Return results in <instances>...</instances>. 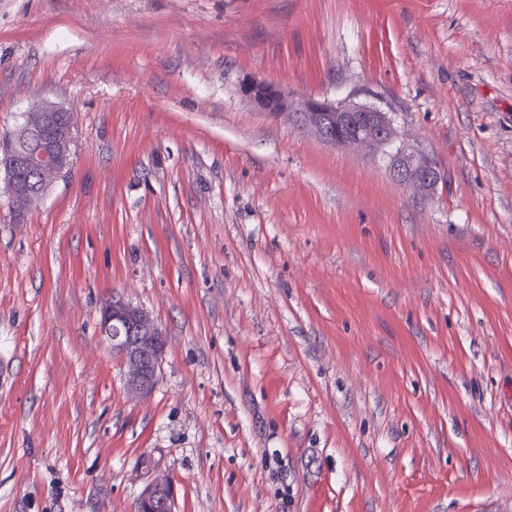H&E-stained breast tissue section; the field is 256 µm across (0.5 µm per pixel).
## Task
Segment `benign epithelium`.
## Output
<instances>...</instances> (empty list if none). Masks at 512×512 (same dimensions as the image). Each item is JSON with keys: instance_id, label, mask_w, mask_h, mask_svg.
<instances>
[{"instance_id": "7a95c632", "label": "benign epithelium", "mask_w": 512, "mask_h": 512, "mask_svg": "<svg viewBox=\"0 0 512 512\" xmlns=\"http://www.w3.org/2000/svg\"><path fill=\"white\" fill-rule=\"evenodd\" d=\"M240 95L274 117L288 115L297 127L338 147H359L380 152L397 138V129L389 113H380L378 125L368 129L365 138L354 141L338 138L329 127V113L344 114L349 120L361 121L363 114L377 109L351 103H331L312 97L295 99L285 88L250 81L239 87ZM38 120L9 134L8 149L0 154V171L4 172L7 194L16 202L33 196L32 178L42 177L50 183L70 165L73 120L70 113L55 103L42 100L29 107ZM403 164L394 173L418 190L434 185L438 172L433 163L415 150L402 155ZM100 333L119 357L124 369L125 385L135 396L150 394L157 381L165 349L163 333L142 308L115 300L102 308ZM173 483L156 478L143 488L136 505L138 512H172Z\"/></svg>"}]
</instances>
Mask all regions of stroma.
I'll list each match as a JSON object with an SVG mask.
<instances>
[{"mask_svg":"<svg viewBox=\"0 0 512 512\" xmlns=\"http://www.w3.org/2000/svg\"><path fill=\"white\" fill-rule=\"evenodd\" d=\"M376 106L440 177L341 149L242 82ZM0 512H512V0H0ZM167 341L131 399L101 307ZM27 112H38V120L10 133L8 149L0 154V173L3 170L7 194L17 203L35 196L31 190L32 176L36 179L41 175L51 184L70 165L71 114L48 100L30 106L22 113V122ZM21 173L27 178L23 179ZM403 162L408 166L399 165L398 163L394 166V173L404 183L411 184L417 190L421 189L429 190L438 181V172L433 163L424 157L422 154L415 150L407 151L402 155ZM431 187H429V185ZM173 497L172 481L169 478H156L143 488L137 501L136 511L171 512Z\"/></svg>","mask_w":512,"mask_h":512,"instance_id":"stroma-1","label":"stroma"}]
</instances>
